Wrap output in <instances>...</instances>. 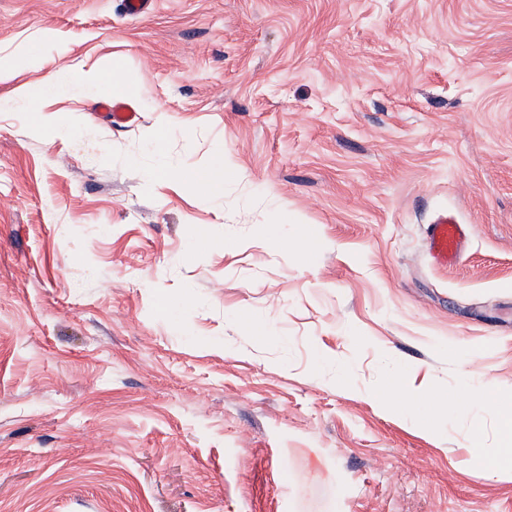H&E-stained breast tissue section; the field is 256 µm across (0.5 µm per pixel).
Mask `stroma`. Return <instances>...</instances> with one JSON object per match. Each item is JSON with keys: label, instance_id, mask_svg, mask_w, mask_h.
<instances>
[{"label": "stroma", "instance_id": "stroma-1", "mask_svg": "<svg viewBox=\"0 0 512 512\" xmlns=\"http://www.w3.org/2000/svg\"><path fill=\"white\" fill-rule=\"evenodd\" d=\"M32 38L0 81V512H512L468 464L493 415L371 397L512 392V0H0V55ZM115 59L131 124L17 97ZM219 148L217 201L145 178ZM40 40L29 41L21 45L18 50L9 56L0 57V76L11 70L25 65H35L41 60ZM464 234L462 224L451 214L428 224L427 250L433 262L443 267L455 265L460 259ZM405 371L403 370L401 375L395 374L392 376L385 391L376 393L377 398L386 409L414 412L419 402L427 400L436 402L444 410L450 412L455 410L452 397H448L447 392L437 388H429L419 394L409 393L405 388L406 379L402 376Z\"/></svg>", "mask_w": 512, "mask_h": 512}]
</instances>
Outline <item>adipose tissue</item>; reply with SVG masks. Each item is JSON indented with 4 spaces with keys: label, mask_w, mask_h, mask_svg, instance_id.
<instances>
[{
    "label": "adipose tissue",
    "mask_w": 512,
    "mask_h": 512,
    "mask_svg": "<svg viewBox=\"0 0 512 512\" xmlns=\"http://www.w3.org/2000/svg\"><path fill=\"white\" fill-rule=\"evenodd\" d=\"M82 88L93 96L134 97L139 93L138 86L130 72L120 62H113L111 69L76 73L71 67L56 68L39 86L22 89L21 97L31 108H38L43 98L70 94L75 88ZM181 180L199 191L220 196L224 183L232 173L224 162L223 152H216L213 161L205 167L183 170L178 173ZM460 394L473 398L478 410L497 416L499 422L500 446L494 455L474 454L470 457L472 466L494 476L512 477V393L470 382H463ZM381 404L391 410L411 412L422 401L436 402L442 409L454 411L455 404L446 392L436 388L419 394L409 393L402 375L391 377L384 391L378 392Z\"/></svg>",
    "instance_id": "adipose-tissue-1"
}]
</instances>
